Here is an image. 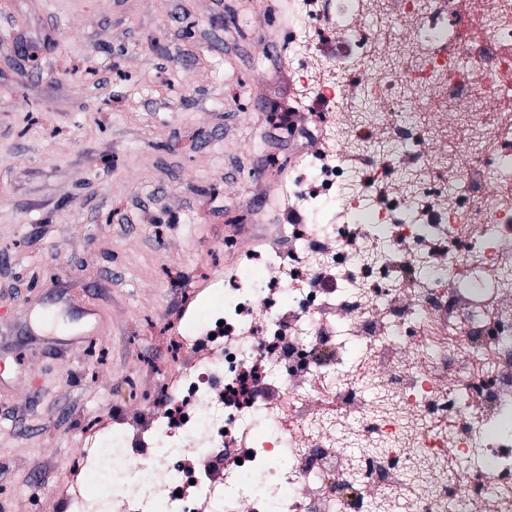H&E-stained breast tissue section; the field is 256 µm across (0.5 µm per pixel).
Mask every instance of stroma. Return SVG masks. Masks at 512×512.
<instances>
[{
    "label": "stroma",
    "mask_w": 512,
    "mask_h": 512,
    "mask_svg": "<svg viewBox=\"0 0 512 512\" xmlns=\"http://www.w3.org/2000/svg\"><path fill=\"white\" fill-rule=\"evenodd\" d=\"M274 23L253 0H0V512H57L81 430L134 413L174 314L218 301L221 228L271 218Z\"/></svg>",
    "instance_id": "stroma-1"
}]
</instances>
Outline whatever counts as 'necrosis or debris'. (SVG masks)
<instances>
[{
	"mask_svg": "<svg viewBox=\"0 0 512 512\" xmlns=\"http://www.w3.org/2000/svg\"><path fill=\"white\" fill-rule=\"evenodd\" d=\"M288 51L325 134L335 62L385 71L347 104L360 181L330 152L294 169L302 221L196 330L164 337L143 423H97L65 512H512V0H300ZM361 449L346 457L341 437Z\"/></svg>",
	"mask_w": 512,
	"mask_h": 512,
	"instance_id": "obj_1",
	"label": "necrosis or debris"
}]
</instances>
